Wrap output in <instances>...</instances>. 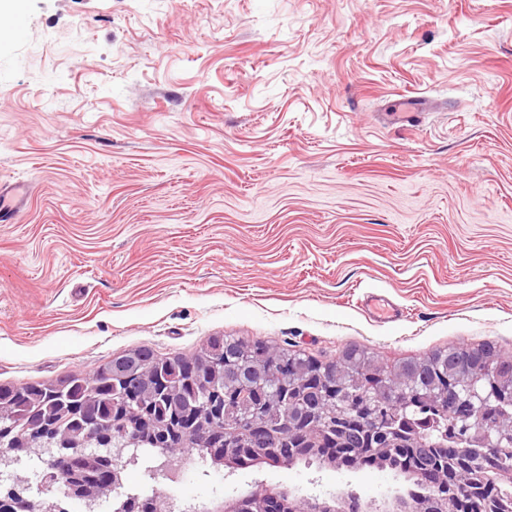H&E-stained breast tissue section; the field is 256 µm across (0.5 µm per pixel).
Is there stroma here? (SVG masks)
Returning a JSON list of instances; mask_svg holds the SVG:
<instances>
[{
	"mask_svg": "<svg viewBox=\"0 0 512 512\" xmlns=\"http://www.w3.org/2000/svg\"><path fill=\"white\" fill-rule=\"evenodd\" d=\"M0 40V384L212 336L512 354V0H21ZM433 103L385 120L401 96ZM381 499L392 470L128 471ZM13 2L5 4L4 9L0 10V18H4L10 13L18 9L20 2L18 0H12ZM7 32L12 38H22L27 29V20L22 12H15L12 15L3 19L0 23V28ZM27 192L21 186H0V222L13 223L19 211L27 204Z\"/></svg>",
	"mask_w": 512,
	"mask_h": 512,
	"instance_id": "1",
	"label": "stroma"
}]
</instances>
